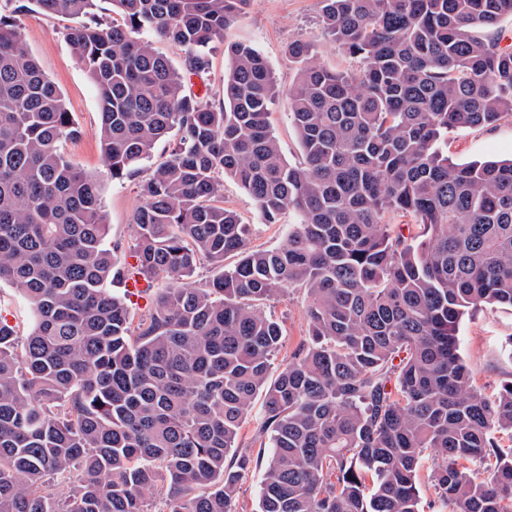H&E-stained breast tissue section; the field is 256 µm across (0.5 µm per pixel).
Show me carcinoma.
Returning a JSON list of instances; mask_svg holds the SVG:
<instances>
[{"label": "carcinoma", "instance_id": "cac0c4a2", "mask_svg": "<svg viewBox=\"0 0 512 512\" xmlns=\"http://www.w3.org/2000/svg\"><path fill=\"white\" fill-rule=\"evenodd\" d=\"M96 2L0 13V282L31 321L19 342L0 316V512H145L161 482L171 512H238L252 457L237 438L259 395L257 512H422L423 481L448 512H512V381L481 392L459 338L465 315L512 308V159L459 165L441 148L512 116L497 32L512 0H322L324 32L360 67L288 44L296 164L270 130L279 90L256 48L227 45L220 106L187 85L247 0H112L116 24ZM33 6L91 19L67 38L112 178L177 135L139 183L123 258L97 178L61 151L80 130L25 48ZM143 30L181 47L184 69ZM226 178L265 223L294 212L284 246L248 248ZM203 261L218 273L194 286ZM134 276L167 284L137 322L110 291ZM290 287L308 296V340L272 380L283 331L260 304ZM49 476L66 496L44 495Z\"/></svg>", "mask_w": 512, "mask_h": 512}]
</instances>
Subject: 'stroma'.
<instances>
[{
  "instance_id": "obj_1",
  "label": "stroma",
  "mask_w": 512,
  "mask_h": 512,
  "mask_svg": "<svg viewBox=\"0 0 512 512\" xmlns=\"http://www.w3.org/2000/svg\"><path fill=\"white\" fill-rule=\"evenodd\" d=\"M321 0H249L230 28L227 39L255 46L266 59L280 92L292 86L297 68L288 56L291 41L302 38L312 44L321 65L336 72L357 70L358 63L342 52L325 34L319 17ZM25 44L42 70L61 89L74 121L77 139L64 142L65 154L80 168L98 177L100 199L107 225V242L129 249L134 242L133 217L141 204L140 175L112 178L106 166L100 139V108L84 68L76 64L65 36L70 20L29 12L20 17ZM448 156L458 164L512 156V117L490 127L457 129L448 135ZM224 204L249 224L248 246L271 250L283 246L295 217L283 212L278 223H265L254 200L233 180L224 182ZM305 291L290 288L267 301L261 310L283 327L281 347L272 361L279 373L308 334ZM461 354L471 368L478 387L496 392L512 380V361L502 356V347L512 342V308L487 305L464 318L460 325Z\"/></svg>"
}]
</instances>
